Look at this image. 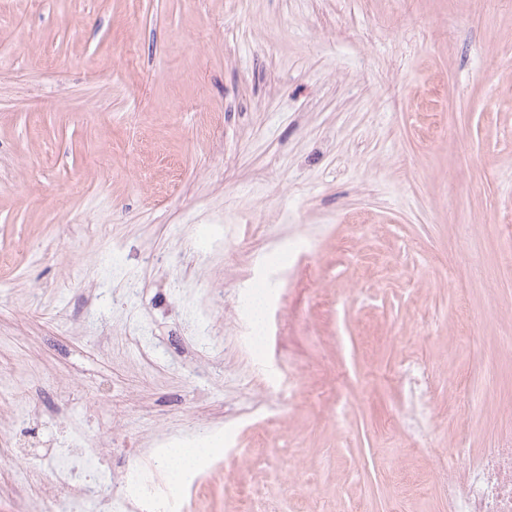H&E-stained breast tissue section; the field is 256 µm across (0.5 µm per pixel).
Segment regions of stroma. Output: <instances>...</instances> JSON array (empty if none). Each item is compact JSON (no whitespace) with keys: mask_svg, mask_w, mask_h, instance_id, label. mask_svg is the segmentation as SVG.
Returning <instances> with one entry per match:
<instances>
[{"mask_svg":"<svg viewBox=\"0 0 512 512\" xmlns=\"http://www.w3.org/2000/svg\"><path fill=\"white\" fill-rule=\"evenodd\" d=\"M510 236L512 0H0V480L215 431L181 512H444L512 439Z\"/></svg>","mask_w":512,"mask_h":512,"instance_id":"obj_1","label":"stroma"}]
</instances>
